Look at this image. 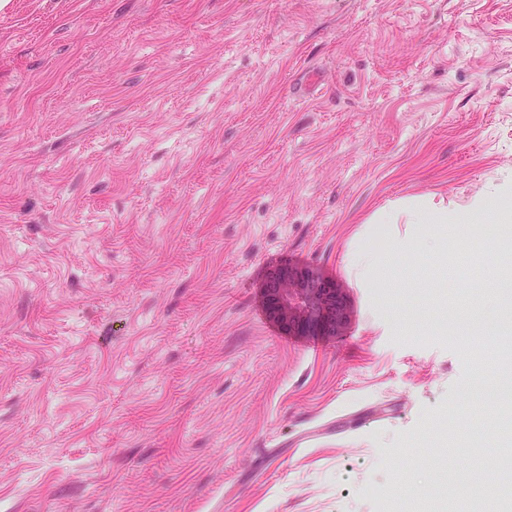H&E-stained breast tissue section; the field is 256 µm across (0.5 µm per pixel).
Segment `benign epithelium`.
<instances>
[{"mask_svg":"<svg viewBox=\"0 0 512 512\" xmlns=\"http://www.w3.org/2000/svg\"><path fill=\"white\" fill-rule=\"evenodd\" d=\"M266 297L271 316L299 335H334L347 322L343 289L310 269L276 271Z\"/></svg>","mask_w":512,"mask_h":512,"instance_id":"1","label":"benign epithelium"}]
</instances>
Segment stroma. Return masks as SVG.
Returning a JSON list of instances; mask_svg holds the SVG:
<instances>
[{"label":"stroma","mask_w":512,"mask_h":512,"mask_svg":"<svg viewBox=\"0 0 512 512\" xmlns=\"http://www.w3.org/2000/svg\"><path fill=\"white\" fill-rule=\"evenodd\" d=\"M398 200L446 224H378ZM512 0H0V512H418L504 432ZM373 257L366 273L350 254ZM343 288L289 333L283 266ZM266 297L271 316L304 336L336 335L347 322L343 289L304 268H283L271 276Z\"/></svg>","instance_id":"obj_1"}]
</instances>
